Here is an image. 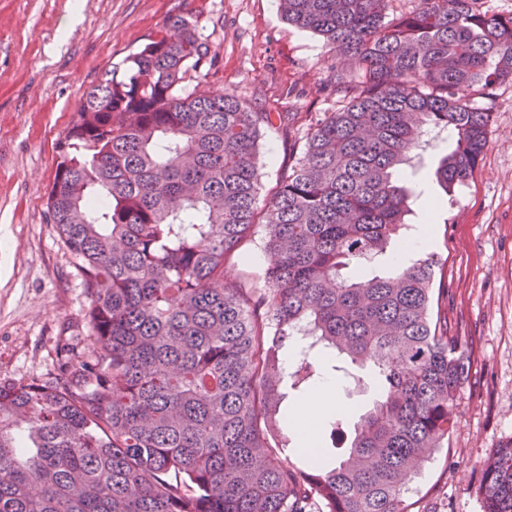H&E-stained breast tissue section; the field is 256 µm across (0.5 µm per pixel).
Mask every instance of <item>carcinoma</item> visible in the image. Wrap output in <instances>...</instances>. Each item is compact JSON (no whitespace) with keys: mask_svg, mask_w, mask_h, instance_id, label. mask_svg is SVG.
Segmentation results:
<instances>
[{"mask_svg":"<svg viewBox=\"0 0 512 512\" xmlns=\"http://www.w3.org/2000/svg\"><path fill=\"white\" fill-rule=\"evenodd\" d=\"M280 0L289 24L355 70L345 104L312 119L305 149L260 198L259 143L274 127L197 81V22L105 71L60 142L47 209L90 296L94 356L51 384L0 387V512H408L404 495L456 424L470 369L433 321L436 262L344 275L395 243L412 190L394 177L447 129L434 172L473 178L491 113L466 91L512 79V14L480 0ZM259 226L263 288L231 280ZM300 346L288 363L280 353ZM372 363L383 395L353 422L356 464L270 439L284 389L321 378L314 352ZM484 512H512V441L483 461Z\"/></svg>","mask_w":512,"mask_h":512,"instance_id":"carcinoma-1","label":"carcinoma"}]
</instances>
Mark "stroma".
I'll return each mask as SVG.
<instances>
[{"label":"stroma","mask_w":512,"mask_h":512,"mask_svg":"<svg viewBox=\"0 0 512 512\" xmlns=\"http://www.w3.org/2000/svg\"><path fill=\"white\" fill-rule=\"evenodd\" d=\"M175 14L197 20L211 44L203 90L292 113L261 142L263 190L302 156L308 119L338 106V56L284 21L279 0H0V386L51 380L61 347L93 351L90 298L48 219L47 193L85 90ZM473 100L491 122L469 184L448 194L433 177L452 132L416 161L408 229L434 208L428 250L443 275L433 284V309L463 341L472 369L457 393L453 432L410 485L408 512H484L481 464L512 440V80ZM233 262L238 283L262 287L259 237H248ZM335 380L336 412L353 422L377 395L375 371L354 366Z\"/></svg>","instance_id":"35a3bbf8"}]
</instances>
